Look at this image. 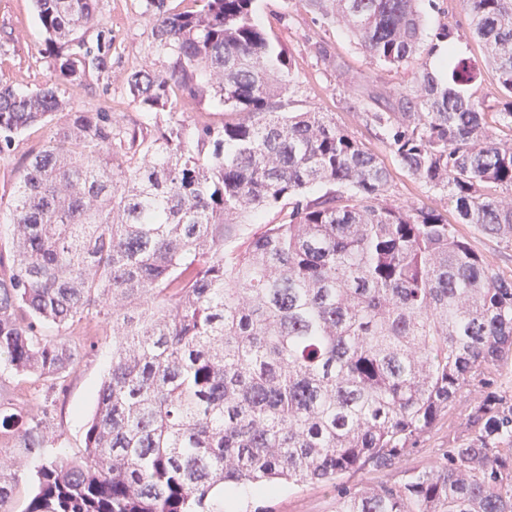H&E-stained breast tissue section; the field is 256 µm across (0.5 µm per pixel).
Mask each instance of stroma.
<instances>
[{
	"label": "stroma",
	"instance_id": "1",
	"mask_svg": "<svg viewBox=\"0 0 512 512\" xmlns=\"http://www.w3.org/2000/svg\"><path fill=\"white\" fill-rule=\"evenodd\" d=\"M253 8L256 23L268 33L275 51L291 62L294 80L287 94L290 111L314 109L330 113L339 126L382 161L390 173L389 194L395 203L435 208L447 214L449 223L456 225L458 234L485 262L502 276L512 278V240L458 223L447 197L408 175L386 147L381 129L368 120L364 110L352 108L349 100L355 90L377 89L392 94L407 89L420 67L439 69L441 62L433 47L439 34L450 29L457 52L473 60L482 71L480 81L471 88L474 97L482 99L490 111H499L494 73L471 35V16L462 0H421L422 48L398 68L373 62L344 25L322 19L299 0H255ZM99 16L112 35V70L107 78L92 85L66 86L65 97L71 106L85 111L104 108L126 123L142 120V110L124 81L126 74L138 68L151 52L150 28L141 2L99 0ZM319 44L326 47L329 61L317 57L315 47ZM44 47L45 34L34 0H0V84L32 88L48 81L51 70ZM52 132L49 125L32 126L0 153V198L9 199L26 154L40 148ZM69 334L91 341L92 346L82 352L76 369L65 379L61 391L53 395L54 440L48 451L76 457L84 450L86 424L112 358V333L91 315L71 328ZM486 392L479 386L464 388L392 470L378 471L368 466L344 475L343 484L358 491L400 481L435 466L449 437L464 431L471 406ZM241 512H336V491L320 483H283L265 495L248 498Z\"/></svg>",
	"mask_w": 512,
	"mask_h": 512
}]
</instances>
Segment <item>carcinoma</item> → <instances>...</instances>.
I'll return each mask as SVG.
<instances>
[{"label": "carcinoma", "mask_w": 512, "mask_h": 512, "mask_svg": "<svg viewBox=\"0 0 512 512\" xmlns=\"http://www.w3.org/2000/svg\"><path fill=\"white\" fill-rule=\"evenodd\" d=\"M143 2L152 52L125 82L159 121L153 135L68 109L62 86L112 69L99 0H35L54 80L0 85V145L65 117L6 205L0 364L52 391L82 344L43 326L93 312L112 330L81 457L47 453L50 395L39 414L0 416V444L39 461L27 512H210L218 488L283 482L336 488V512H512V398L497 393L432 469L340 483L392 469L464 387L512 365V279L442 212L390 200L378 156L329 113L286 111L285 61L254 0ZM300 2L379 64L420 46V0ZM463 3L512 131V0ZM478 76L450 45L443 75L424 66L410 89L372 93L367 117L458 223L511 239L497 190L512 193V138L468 93ZM204 100L224 121L182 118ZM267 208L277 222L233 244ZM17 480L0 469V512Z\"/></svg>", "instance_id": "obj_1"}]
</instances>
